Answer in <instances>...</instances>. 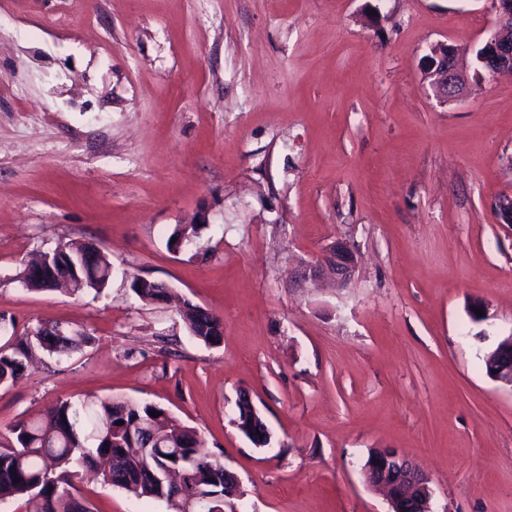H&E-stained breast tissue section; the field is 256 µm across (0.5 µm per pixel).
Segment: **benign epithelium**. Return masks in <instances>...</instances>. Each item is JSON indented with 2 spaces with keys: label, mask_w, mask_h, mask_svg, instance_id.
Segmentation results:
<instances>
[{
  "label": "benign epithelium",
  "mask_w": 512,
  "mask_h": 512,
  "mask_svg": "<svg viewBox=\"0 0 512 512\" xmlns=\"http://www.w3.org/2000/svg\"><path fill=\"white\" fill-rule=\"evenodd\" d=\"M495 17L476 58V74L512 72V0H493ZM441 51L426 56L423 71L430 86L442 101H455L465 96L457 72V49L440 44ZM356 269V256L350 245L337 240L316 261L305 265L303 280L314 283L330 273L338 286L351 280ZM486 372L491 378L512 387V334L502 339L486 356ZM368 484L381 488L390 512H407L406 502L416 503L415 512H430L431 487L427 474L413 467L392 449L373 453L364 466Z\"/></svg>",
  "instance_id": "7a95c632"
}]
</instances>
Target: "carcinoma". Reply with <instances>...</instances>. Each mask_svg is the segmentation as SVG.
<instances>
[{
  "mask_svg": "<svg viewBox=\"0 0 512 512\" xmlns=\"http://www.w3.org/2000/svg\"><path fill=\"white\" fill-rule=\"evenodd\" d=\"M45 273L24 263L18 281L33 291H51L57 274L67 270L73 294L104 291L112 278V261L92 242H61L41 253ZM132 291L149 303L166 302L168 289L152 279L137 278ZM178 314L189 333L207 345L221 343L223 319L185 300ZM80 330L66 331L43 324L0 346V386H11L27 371L32 352L63 357L91 344ZM104 485L138 499L165 501L182 512L181 500L170 496L165 474L173 467L183 474L186 488L210 496L204 512H224V466L204 450L193 427L176 422L167 409L133 400H101L87 405L60 400L44 416L20 421L0 439V502L21 497L39 500L40 512H93L79 500L78 469H94Z\"/></svg>",
  "mask_w": 512,
  "mask_h": 512,
  "instance_id": "obj_1",
  "label": "carcinoma"
}]
</instances>
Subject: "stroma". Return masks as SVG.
<instances>
[{"label":"stroma","mask_w":512,"mask_h":512,"mask_svg":"<svg viewBox=\"0 0 512 512\" xmlns=\"http://www.w3.org/2000/svg\"><path fill=\"white\" fill-rule=\"evenodd\" d=\"M492 0H0V314L90 332L0 386V433L60 399L161 405L241 481L224 512H388L398 451L431 512H512V74L476 79ZM463 49V100L424 78ZM202 218L190 244L176 227ZM351 281L300 284L336 240ZM85 240L101 295L31 291L21 261ZM224 321L210 347L134 279ZM482 301L484 321L469 305ZM249 393L271 439L235 426ZM93 512H172L80 474ZM131 287L132 291L145 302H166L169 299V288L158 286L152 279L137 278ZM485 360L487 374L512 388V334L502 339ZM364 476L368 484L384 491L390 512H410L406 510L408 500L418 506L413 512H431L429 476L413 467L395 450L382 449L373 453L364 466ZM396 477L403 480L399 488H396Z\"/></svg>","instance_id":"1"}]
</instances>
